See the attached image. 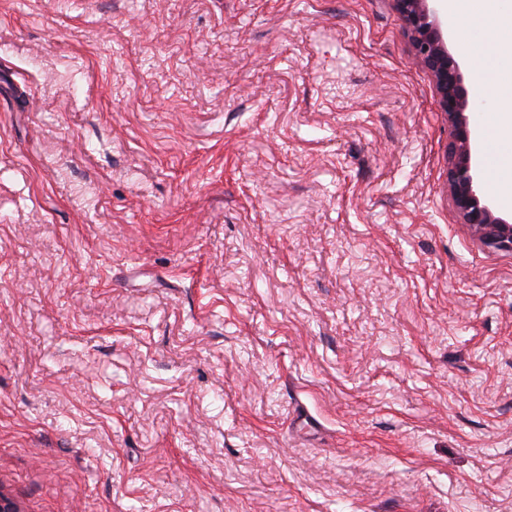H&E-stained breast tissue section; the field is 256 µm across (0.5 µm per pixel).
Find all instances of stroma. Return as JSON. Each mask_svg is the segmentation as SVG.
<instances>
[{"label": "stroma", "mask_w": 512, "mask_h": 512, "mask_svg": "<svg viewBox=\"0 0 512 512\" xmlns=\"http://www.w3.org/2000/svg\"><path fill=\"white\" fill-rule=\"evenodd\" d=\"M392 0H0V493L512 512V253Z\"/></svg>", "instance_id": "1"}]
</instances>
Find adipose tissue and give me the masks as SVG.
<instances>
[{
    "mask_svg": "<svg viewBox=\"0 0 512 512\" xmlns=\"http://www.w3.org/2000/svg\"><path fill=\"white\" fill-rule=\"evenodd\" d=\"M446 15L456 26L475 27L483 39L476 52L482 65L473 67L471 87L475 97L490 101L498 155H484L488 186L498 203L512 208V64L501 53L503 41L512 38V0H446Z\"/></svg>",
    "mask_w": 512,
    "mask_h": 512,
    "instance_id": "obj_1",
    "label": "adipose tissue"
}]
</instances>
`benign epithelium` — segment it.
<instances>
[{"label": "benign epithelium", "mask_w": 512, "mask_h": 512, "mask_svg": "<svg viewBox=\"0 0 512 512\" xmlns=\"http://www.w3.org/2000/svg\"><path fill=\"white\" fill-rule=\"evenodd\" d=\"M431 0H393L415 55L429 73L440 111L448 118V195L461 223L489 248L512 252V223L492 209L472 163L468 92L458 57L449 49Z\"/></svg>", "instance_id": "7a95c632"}]
</instances>
